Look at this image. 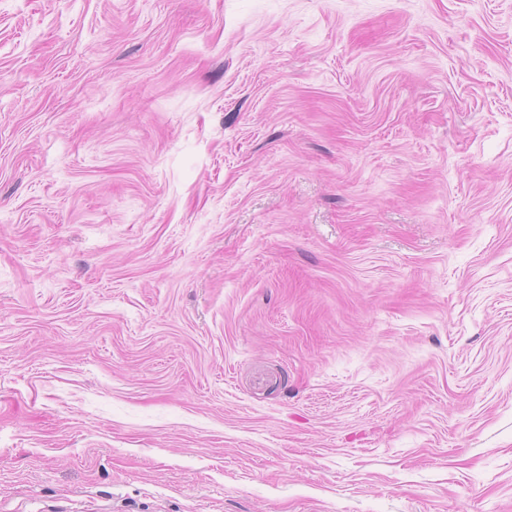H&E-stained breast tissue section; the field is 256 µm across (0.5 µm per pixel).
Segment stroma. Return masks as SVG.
<instances>
[{
	"label": "stroma",
	"instance_id": "1",
	"mask_svg": "<svg viewBox=\"0 0 512 512\" xmlns=\"http://www.w3.org/2000/svg\"><path fill=\"white\" fill-rule=\"evenodd\" d=\"M0 512H512V0H0Z\"/></svg>",
	"mask_w": 512,
	"mask_h": 512
}]
</instances>
